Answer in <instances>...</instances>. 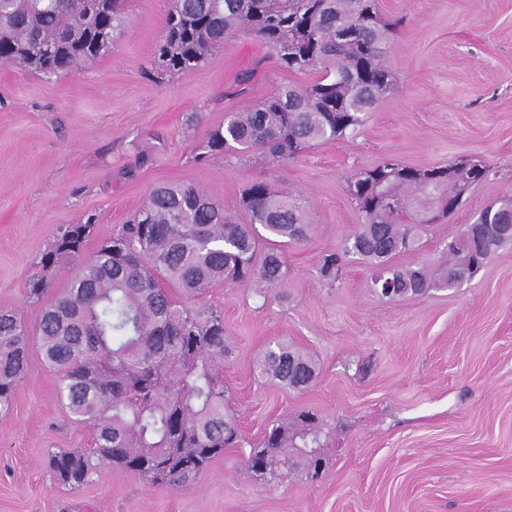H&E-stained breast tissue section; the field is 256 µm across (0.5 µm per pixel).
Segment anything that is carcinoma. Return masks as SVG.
Segmentation results:
<instances>
[{
    "mask_svg": "<svg viewBox=\"0 0 512 512\" xmlns=\"http://www.w3.org/2000/svg\"><path fill=\"white\" fill-rule=\"evenodd\" d=\"M125 0H0V64L47 78L112 51L124 26ZM394 24L378 0H171L155 54L159 74L192 69L224 41L251 36L279 66L310 79L290 84L209 133L198 157L265 152L294 157L323 141L355 136L392 87L386 64ZM491 174L448 163L417 169L385 158L348 181L365 222L319 275L336 281L346 257L369 269L372 288L388 301L457 288L472 280L494 251L512 244V193L486 207L476 231L447 245L432 267H397L432 214L449 216L465 194ZM312 231L301 198L264 181L243 189L239 215L224 213L190 184L154 188L121 233L85 262L67 291L44 309L36 328L45 366L60 376L57 397L73 422L93 430L88 450L50 455L53 477L72 488L103 466L131 470L157 485L183 487L238 440L224 407V323L214 310L178 305L165 284L192 294L223 282L254 279L278 288L288 279L282 247ZM91 224H70L44 253L42 269L80 256ZM30 336L23 320L0 309V415L12 409L28 370ZM262 378L302 389L315 377L313 361L278 342L254 363ZM302 412L266 430L265 457L248 455L249 469L283 462L318 470L320 429Z\"/></svg>",
    "mask_w": 512,
    "mask_h": 512,
    "instance_id": "cac0c4a2",
    "label": "carcinoma"
}]
</instances>
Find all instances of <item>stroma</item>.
I'll return each instance as SVG.
<instances>
[{
	"mask_svg": "<svg viewBox=\"0 0 512 512\" xmlns=\"http://www.w3.org/2000/svg\"><path fill=\"white\" fill-rule=\"evenodd\" d=\"M400 19L391 46L396 85L357 136L296 157L247 159L199 147L226 115L299 85L247 36L200 66L150 74L168 0H128L111 53L47 79L0 64V308L36 329L99 243L116 235L162 183L193 184L239 208L253 181L302 196L313 230L285 249L288 282L219 284L185 305L224 317L232 353L224 402L239 424L190 485L155 486L110 467L73 489L54 481L50 454L92 445L58 402L57 377L31 350L13 408L0 416V512H512V245L471 282L388 302L359 262L334 284L318 273L363 216L347 180L390 156L432 168L478 157L497 172L453 214L429 225L399 266L440 259L448 241L491 201L512 191V0H378ZM252 72L247 92L239 75ZM93 222L81 257L27 284L70 224ZM285 341L315 362L303 390L259 377L256 357ZM302 410L322 428L319 472L255 481L247 452L267 427Z\"/></svg>",
	"mask_w": 512,
	"mask_h": 512,
	"instance_id": "obj_1",
	"label": "stroma"
}]
</instances>
